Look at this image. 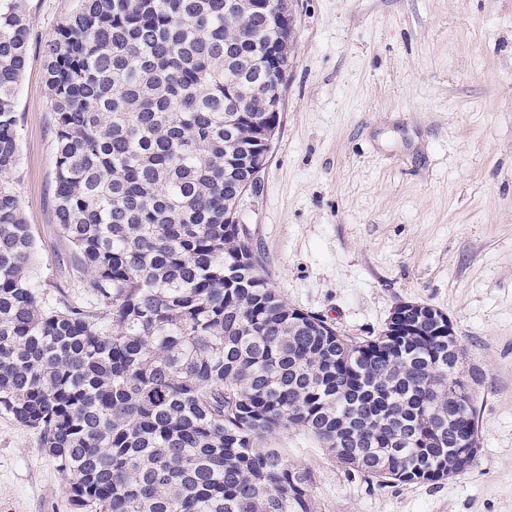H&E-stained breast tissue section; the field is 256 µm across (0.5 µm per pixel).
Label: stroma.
I'll use <instances>...</instances> for the list:
<instances>
[{
  "instance_id": "stroma-1",
  "label": "stroma",
  "mask_w": 512,
  "mask_h": 512,
  "mask_svg": "<svg viewBox=\"0 0 512 512\" xmlns=\"http://www.w3.org/2000/svg\"><path fill=\"white\" fill-rule=\"evenodd\" d=\"M15 184L48 295L80 292L55 221L45 46L76 0H27ZM281 129L239 220L288 304L350 336L395 305L446 313L485 373L478 464L370 489L305 434L276 436L317 474L321 512H512V0H294ZM0 512H73L38 434L0 412Z\"/></svg>"
}]
</instances>
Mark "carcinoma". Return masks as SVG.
Returning <instances> with one entry per match:
<instances>
[{"instance_id": "cac0c4a2", "label": "carcinoma", "mask_w": 512, "mask_h": 512, "mask_svg": "<svg viewBox=\"0 0 512 512\" xmlns=\"http://www.w3.org/2000/svg\"><path fill=\"white\" fill-rule=\"evenodd\" d=\"M26 0H0V410L40 435L75 512H320L303 432L368 485L436 483L477 401L459 339L406 313L366 339L289 305L235 223L262 153L267 5L78 0L44 63L54 214L83 301L33 276L12 185ZM243 111L237 112L231 101Z\"/></svg>"}]
</instances>
